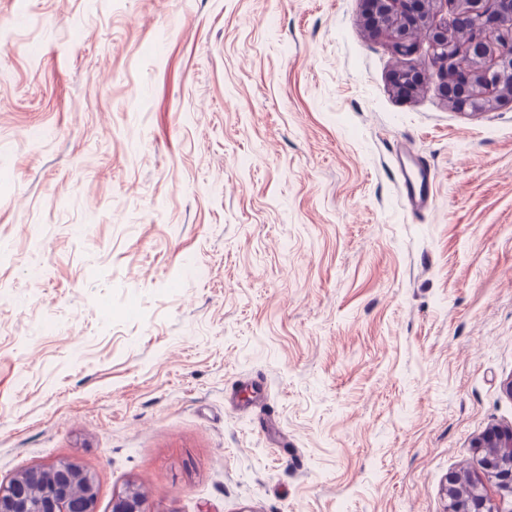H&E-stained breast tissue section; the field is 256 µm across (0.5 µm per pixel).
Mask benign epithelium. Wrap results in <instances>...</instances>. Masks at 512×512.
Returning a JSON list of instances; mask_svg holds the SVG:
<instances>
[{"instance_id": "benign-epithelium-1", "label": "benign epithelium", "mask_w": 512, "mask_h": 512, "mask_svg": "<svg viewBox=\"0 0 512 512\" xmlns=\"http://www.w3.org/2000/svg\"><path fill=\"white\" fill-rule=\"evenodd\" d=\"M456 4L453 22L442 16L448 2ZM378 30L388 37L393 51L401 56L414 52L412 33L406 26L391 23L403 15L426 30L431 53L421 67L397 73L394 81L410 90L434 68L446 82L448 103L459 110L489 111L512 102V0H371ZM478 30V65L454 54L457 30L463 22ZM497 32L491 38L489 30ZM472 447L482 451L480 471L452 474L446 479V495L454 503L448 512H512V501L495 496L482 476L494 478L499 490L512 489V426H493L475 439ZM42 480L45 496L40 512H75L77 499L84 512H95L96 483L79 462L61 461L31 468L0 484V512H29L22 488L32 479ZM112 512H151L148 498L131 485L112 496Z\"/></svg>"}]
</instances>
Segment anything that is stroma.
Masks as SVG:
<instances>
[{
    "label": "stroma",
    "instance_id": "stroma-1",
    "mask_svg": "<svg viewBox=\"0 0 512 512\" xmlns=\"http://www.w3.org/2000/svg\"><path fill=\"white\" fill-rule=\"evenodd\" d=\"M415 42L365 0H0V483L445 512L512 425V104L398 95ZM398 174L403 196L409 208L416 212L428 210L431 203L426 185L432 177L428 166L422 160H417L413 167H407L403 162L399 164Z\"/></svg>",
    "mask_w": 512,
    "mask_h": 512
}]
</instances>
